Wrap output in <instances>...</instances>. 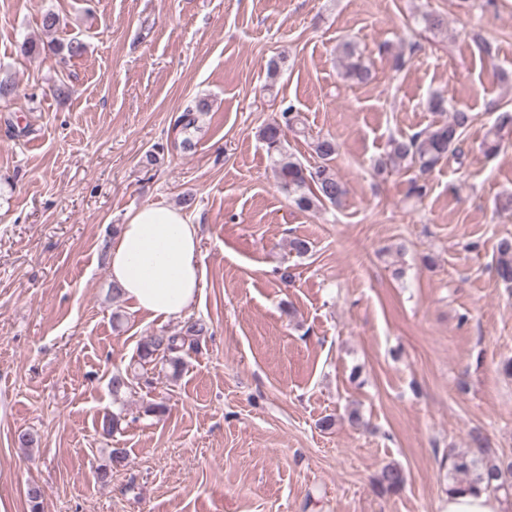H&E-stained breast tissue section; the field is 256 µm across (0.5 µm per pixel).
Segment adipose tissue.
<instances>
[{"label": "adipose tissue", "instance_id": "obj_1", "mask_svg": "<svg viewBox=\"0 0 512 512\" xmlns=\"http://www.w3.org/2000/svg\"><path fill=\"white\" fill-rule=\"evenodd\" d=\"M107 262L122 296L154 318L181 316L203 290L198 227L177 207L148 204L130 211Z\"/></svg>", "mask_w": 512, "mask_h": 512}]
</instances>
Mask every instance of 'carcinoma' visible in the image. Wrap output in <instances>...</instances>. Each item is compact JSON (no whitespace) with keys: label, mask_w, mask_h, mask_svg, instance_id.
<instances>
[{"label":"carcinoma","mask_w":512,"mask_h":512,"mask_svg":"<svg viewBox=\"0 0 512 512\" xmlns=\"http://www.w3.org/2000/svg\"><path fill=\"white\" fill-rule=\"evenodd\" d=\"M427 31L436 33L448 28L446 17L424 12L418 19ZM55 54L66 52L70 58L81 56L86 45L72 38L64 46L49 47ZM342 76L346 80L364 82L369 78V69L362 63L356 48L351 42L340 44ZM208 104L199 100L193 106H187L175 119V128L182 139L174 147L190 150L194 146L192 136L199 130L200 117ZM473 121L471 113L458 109L450 120L425 128L409 136L391 138L386 152L377 161L375 170L382 174L401 168H413L418 172V180L413 182L412 192L421 196L426 190L422 179L431 173L448 154L457 150L461 138ZM299 113L289 106L265 123L259 130L260 140L264 143L268 156L273 162L277 183L294 204L303 211L319 206L338 205L347 194L345 183L338 177L333 157L336 143L333 138L319 136L311 142L313 153L318 162L306 166L297 157L288 153L285 147L287 133L297 128ZM512 127V113H502L497 123L488 131L482 142V148L488 155L495 154L500 146L501 132ZM497 276L505 282H512V237H503L497 244L495 262ZM209 334V325L202 319L192 320L176 334L165 332L147 337L137 349V364L145 366L156 360L167 363L178 375L183 367L182 352L185 347H194L200 337ZM448 492L485 491L489 494L512 490V460H506L491 450L487 439L480 433L471 436L468 450L457 453L448 449ZM406 483L401 466L390 463L385 465L376 481L383 493H396Z\"/></svg>","instance_id":"obj_1"}]
</instances>
